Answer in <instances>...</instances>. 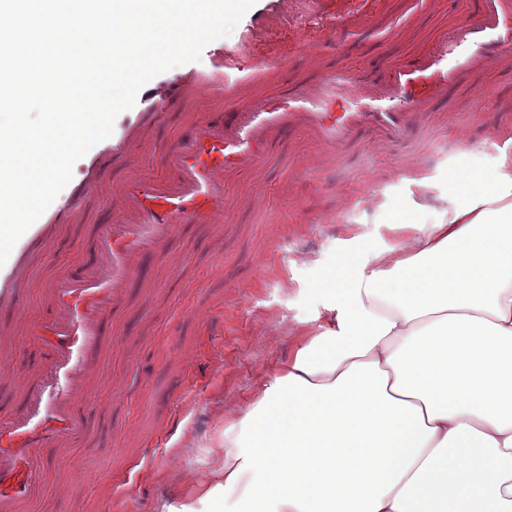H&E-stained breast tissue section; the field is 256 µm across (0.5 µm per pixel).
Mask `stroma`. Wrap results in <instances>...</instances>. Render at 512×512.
Instances as JSON below:
<instances>
[{
	"label": "stroma",
	"instance_id": "obj_1",
	"mask_svg": "<svg viewBox=\"0 0 512 512\" xmlns=\"http://www.w3.org/2000/svg\"><path fill=\"white\" fill-rule=\"evenodd\" d=\"M469 11L470 0H292L284 12L257 0L229 36L159 79L182 82L221 55L245 66L261 60L260 74L228 101L242 108L326 68L364 73L427 50ZM480 85L472 100L426 112L410 141L382 145L362 134L330 161L299 134L270 150L262 173L233 176L223 230L183 226L154 280L132 286L113 311L117 338L79 402L89 426L40 471L30 512H163L189 496V480L215 468L225 417L313 328L327 276L372 265L402 237V215L447 221L470 172L512 174V68ZM223 117L202 95L168 106L149 141L102 161L75 222L34 251L19 320L0 315L15 346L0 360V422L49 355L25 333L26 322L52 316L48 283L87 261L129 178L169 177L167 155L182 133Z\"/></svg>",
	"mask_w": 512,
	"mask_h": 512
}]
</instances>
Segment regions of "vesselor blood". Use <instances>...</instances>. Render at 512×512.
<instances>
[{
    "label": "vessel or blood",
    "instance_id": "vessel-or-blood-1",
    "mask_svg": "<svg viewBox=\"0 0 512 512\" xmlns=\"http://www.w3.org/2000/svg\"><path fill=\"white\" fill-rule=\"evenodd\" d=\"M511 57L512 0H483L482 9L449 26L444 40L388 64L378 79L329 71L314 83L233 112L224 122L194 125L171 155L175 179L130 181L122 191V219L98 232L96 270L53 281L52 320L27 327L28 335H51L52 353L25 392L22 414L0 423V512H25L36 492L35 469L47 462L49 451L66 449L74 435L86 431L76 399L103 366L106 315L122 303L130 284L142 279L145 260L174 244L179 227L223 226L230 174L260 170L269 146L298 132L331 158L363 129L379 142L405 140L423 112L471 92L478 75ZM224 68L216 63L199 78L218 99L230 92ZM148 130L141 117L114 126L110 140L97 143L85 158L102 160L142 140ZM80 200L75 192L65 202H53L16 242L0 266V311L20 314L27 256L59 228L60 213L76 211Z\"/></svg>",
    "mask_w": 512,
    "mask_h": 512
}]
</instances>
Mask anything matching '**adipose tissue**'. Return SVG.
<instances>
[{
  "label": "adipose tissue",
  "mask_w": 512,
  "mask_h": 512,
  "mask_svg": "<svg viewBox=\"0 0 512 512\" xmlns=\"http://www.w3.org/2000/svg\"><path fill=\"white\" fill-rule=\"evenodd\" d=\"M401 225L166 512H512V176Z\"/></svg>",
  "instance_id": "adipose-tissue-1"
}]
</instances>
